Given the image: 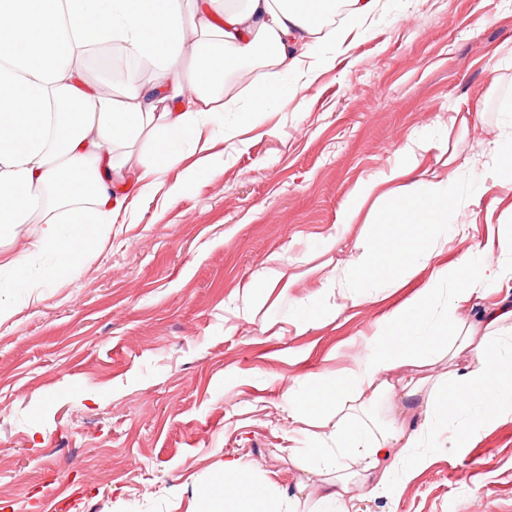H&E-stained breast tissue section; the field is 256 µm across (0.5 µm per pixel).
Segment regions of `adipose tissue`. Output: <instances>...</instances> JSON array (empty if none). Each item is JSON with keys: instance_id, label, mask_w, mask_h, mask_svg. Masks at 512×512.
Segmentation results:
<instances>
[{"instance_id": "ef3b65f1", "label": "adipose tissue", "mask_w": 512, "mask_h": 512, "mask_svg": "<svg viewBox=\"0 0 512 512\" xmlns=\"http://www.w3.org/2000/svg\"><path fill=\"white\" fill-rule=\"evenodd\" d=\"M366 18L380 0H0V232L40 219L35 249L57 256L59 270L80 265L90 224H114L130 201L151 200L164 169L177 164L183 144L200 145L204 130L224 124V76L235 73L251 91V112L265 111L282 85L299 73L301 50L320 41L346 44L335 26L337 5ZM93 44L118 45L140 68L156 73L152 86L129 76L119 93L79 81ZM270 49L257 60L258 46ZM267 72L255 78L256 62ZM146 139L150 161L127 197L112 174L125 151ZM406 169L390 183L383 224H416L418 240L391 249L364 247L352 261L350 298H371L370 283L398 281L433 266L440 242L455 232L451 179L420 181L402 190ZM429 283L408 306L394 310L363 346L355 364L334 380L288 385V406L321 418L328 432L313 446L288 448L302 470L328 475L311 512H348L342 492L359 475L376 492L396 494L423 463L424 441L441 447L449 424L468 434L512 415V306L487 312L488 332L474 340L462 316L473 285L492 286L500 270L480 259L434 267ZM468 354L464 372L426 381L398 378L399 369L438 353ZM426 393L425 433L407 432L403 399ZM391 402L387 426L361 414ZM259 482L252 465L225 457L221 478L198 512H299Z\"/></svg>"}]
</instances>
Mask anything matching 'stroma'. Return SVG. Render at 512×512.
<instances>
[{"instance_id":"1","label":"stroma","mask_w":512,"mask_h":512,"mask_svg":"<svg viewBox=\"0 0 512 512\" xmlns=\"http://www.w3.org/2000/svg\"><path fill=\"white\" fill-rule=\"evenodd\" d=\"M384 3L368 21L344 15L334 67L248 124L225 113L223 136L203 156L186 148L149 204L91 227L77 268L32 252L38 224L0 238L40 282L0 290L14 311L0 325V512H196L230 454L283 497L304 478L323 485L281 453L312 434L289 419L285 393L351 367L431 274L349 298L355 255L400 238L378 222L384 202L349 224L341 208L397 166L455 179L457 234L436 264L477 254L511 268L465 309L476 335L485 310L512 302V253L498 241L512 185L493 152L512 137V0ZM345 497L349 512H512V419L449 434L397 494L355 479Z\"/></svg>"}]
</instances>
